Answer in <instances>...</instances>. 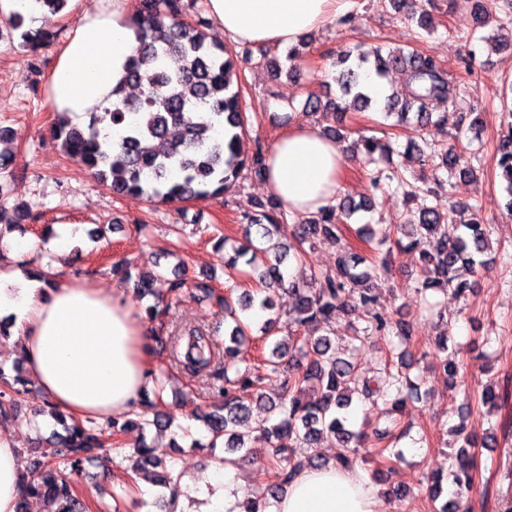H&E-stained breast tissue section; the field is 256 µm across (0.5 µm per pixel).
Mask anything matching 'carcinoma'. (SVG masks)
<instances>
[{
    "instance_id": "1",
    "label": "carcinoma",
    "mask_w": 512,
    "mask_h": 512,
    "mask_svg": "<svg viewBox=\"0 0 512 512\" xmlns=\"http://www.w3.org/2000/svg\"><path fill=\"white\" fill-rule=\"evenodd\" d=\"M396 2L406 7L407 20L429 34L434 32L429 13L432 0ZM188 10L185 0H140L132 21L137 47L126 71L127 83H137L141 94L131 97L115 89L112 95L117 101L100 112L89 113L87 125L80 127L62 118L53 123V136L60 141L63 152L94 177L111 182L117 195L170 202L220 199L236 186L243 171L262 177L263 149L256 148L250 157L241 151L247 118L241 89H233L237 56L226 44L209 38L204 18L185 20ZM21 37L22 46L35 53L52 43L56 34L29 28ZM338 63L343 68L336 75V83L356 110L370 107L371 98L360 81L366 69L380 77L392 69L401 71L402 92L388 98L386 105V116H395L399 124L413 120L419 127L438 125L446 120L448 109L459 104L457 84L432 55L414 49L384 54L377 47L365 50L355 46L338 57ZM342 110V104L336 103V111L331 113L336 126L329 134L345 153L367 164L377 155L392 158L393 149L387 141L365 135L351 138ZM114 128L122 131L116 150L109 141V131ZM5 140L0 130V173L11 171L16 162V154L4 146ZM495 153L499 176L508 193L507 206L512 208V109L502 115ZM420 154L433 165L425 189L418 192L412 186L405 191L406 202H417L416 218L377 229L364 224L358 228V236L374 253L392 241L400 248L419 250L426 276L419 282L418 293L450 292L465 297L475 286L468 277L485 264L492 225L481 217L479 203L464 209L450 203L442 212L432 205V198L445 190L449 176L458 174L470 179L477 177L478 171L455 145L433 154L422 150ZM387 178L391 175L384 176L380 171L370 175L368 194L360 200L345 197L336 206L323 208L295 225L297 261L303 263L308 258L304 244L322 235L340 238L341 225L358 212L373 209ZM280 215L277 204L271 202L269 209L247 215L245 220L246 229L256 228L264 240L258 251L272 259L260 277V287L281 288L292 300L288 336L275 341L270 356L260 364L240 367L249 343L254 341L249 324L254 310L270 312L273 305L265 297L255 300L248 292L234 303L227 296L219 298L224 318L231 320L232 326L224 337V367L215 370L209 388L224 399V404L202 416L209 432L215 438H224V448L243 452L245 459L252 458L254 452L245 446L244 437L258 433L265 448L257 462L265 474L273 477V498L314 459L312 454L299 456L298 449L316 447L324 434L338 441L335 462L339 467L354 470L358 464L372 461L376 464L375 478L389 475L392 463L401 459L400 452L376 448L370 453L372 459L359 457L351 443L361 433L349 428L347 410L355 397L373 402L380 399L386 405L381 413L390 417L402 414L408 401L420 397L419 384L407 373L411 367L407 353L397 352L394 341H389L380 375L368 378L336 352L331 337L318 334L330 318L361 309L364 325L351 327V348L372 336L393 335L400 342L409 338L408 323L379 308L380 292L367 287L369 281L382 278L386 259L369 260L344 252L334 271L287 283L280 266L292 246L278 237ZM170 356L175 368L198 375L215 366L219 351L210 337L191 332L170 337ZM270 374L284 377L282 393L276 400L260 391L262 380ZM23 385L25 380L17 377L10 381L0 369V416L17 411ZM508 398V386L496 382L487 385L475 402L491 414ZM255 402L266 407V417L253 418ZM58 422L64 425L65 435L37 449L34 467L39 480L28 484L29 495L49 505L48 512H87L88 506L79 498L73 482L59 468L55 447L70 449L72 470L78 471L81 456L105 448L109 438L126 433L135 422L120 424L113 420L106 433L74 420L68 424L60 418ZM453 443L460 447L448 452L447 472L432 475L431 501L440 497L445 481L456 488V497L435 512H469V507L462 505V497L476 478L475 456L470 449L477 442L464 433L461 425L454 429ZM135 452L144 466L152 469L158 483L169 481V472L155 459L146 441H141Z\"/></svg>"
}]
</instances>
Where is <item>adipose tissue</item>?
Returning a JSON list of instances; mask_svg holds the SVG:
<instances>
[{
  "mask_svg": "<svg viewBox=\"0 0 512 512\" xmlns=\"http://www.w3.org/2000/svg\"><path fill=\"white\" fill-rule=\"evenodd\" d=\"M358 0H206L215 28L236 43L281 49L336 18L354 14ZM134 0H97L59 48L47 75L53 111L76 123L108 106L122 84L135 36L126 25ZM346 158L308 123L288 124L264 160L263 187L292 216L303 218L335 204ZM11 315L10 336L20 339L28 376L69 419L101 420L140 405L151 391L154 360L149 328L122 292L65 279L55 271L21 282L0 270V313ZM213 495L207 512H236L243 496L232 465L208 474ZM26 494L20 453L0 427V512H15ZM375 490L334 464L303 468L270 512H379Z\"/></svg>",
  "mask_w": 512,
  "mask_h": 512,
  "instance_id": "ef3b65f1",
  "label": "adipose tissue"
}]
</instances>
